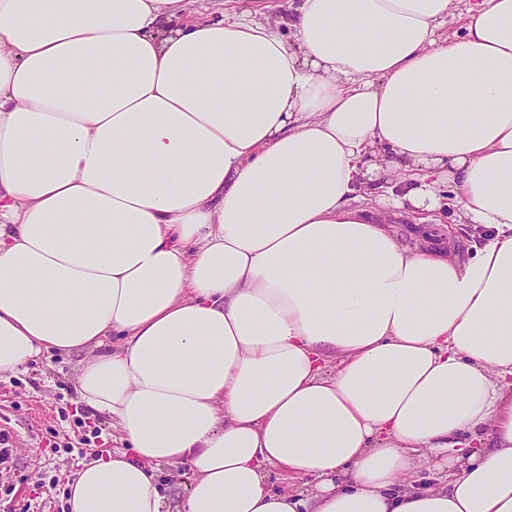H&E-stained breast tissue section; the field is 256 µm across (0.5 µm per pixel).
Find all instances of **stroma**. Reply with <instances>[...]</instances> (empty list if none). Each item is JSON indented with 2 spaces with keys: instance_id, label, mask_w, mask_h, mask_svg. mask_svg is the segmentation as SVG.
Wrapping results in <instances>:
<instances>
[{
  "instance_id": "35a3bbf8",
  "label": "stroma",
  "mask_w": 512,
  "mask_h": 512,
  "mask_svg": "<svg viewBox=\"0 0 512 512\" xmlns=\"http://www.w3.org/2000/svg\"><path fill=\"white\" fill-rule=\"evenodd\" d=\"M81 353L50 351L9 379L0 381V430L9 434L12 456L0 468V512H65V484L82 457L100 442L93 429L112 435L110 418L94 414L78 399Z\"/></svg>"
}]
</instances>
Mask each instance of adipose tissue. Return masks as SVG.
<instances>
[{
  "label": "adipose tissue",
  "mask_w": 512,
  "mask_h": 512,
  "mask_svg": "<svg viewBox=\"0 0 512 512\" xmlns=\"http://www.w3.org/2000/svg\"><path fill=\"white\" fill-rule=\"evenodd\" d=\"M286 3L0 0V377L85 352L123 446L69 512H165L162 464L177 512H512V0ZM380 169L473 253L403 244ZM218 0H191L184 20H218L222 18V9ZM452 8L448 13V20L438 30L440 39H453L463 32V26L467 20L468 10L475 4L476 0H452ZM404 173L392 172L390 175L381 176L378 180H373L366 185L365 191L371 195L373 200L383 199L384 202H389L397 196H401L406 190L412 186L417 185V181H405ZM374 201V203H375ZM161 481L167 486L168 504L171 511H175V506L187 493V487L191 481V473L183 465H165L160 470Z\"/></svg>",
  "instance_id": "obj_1"
}]
</instances>
